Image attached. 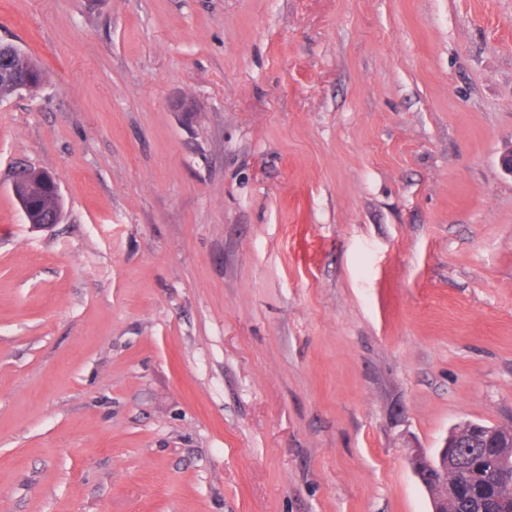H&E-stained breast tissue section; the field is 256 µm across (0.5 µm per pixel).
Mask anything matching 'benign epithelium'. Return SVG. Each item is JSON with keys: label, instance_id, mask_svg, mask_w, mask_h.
I'll return each instance as SVG.
<instances>
[{"label": "benign epithelium", "instance_id": "7a95c632", "mask_svg": "<svg viewBox=\"0 0 512 512\" xmlns=\"http://www.w3.org/2000/svg\"><path fill=\"white\" fill-rule=\"evenodd\" d=\"M29 172L26 169L19 171L12 182V192L19 202L26 219L36 227H49L57 224L61 218L58 210L40 211L34 204L35 194L39 188L32 185L28 179ZM475 434L489 442L502 444L503 436H512V421L493 425L479 426ZM460 443V434L451 433L446 436L440 450L430 455L420 448H414L408 455V463L425 488L430 503L431 512H455L448 509V497H457L460 486L454 479V467L463 463V458L448 457V449L455 448Z\"/></svg>", "mask_w": 512, "mask_h": 512}]
</instances>
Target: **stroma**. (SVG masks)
<instances>
[{"label": "stroma", "mask_w": 512, "mask_h": 512, "mask_svg": "<svg viewBox=\"0 0 512 512\" xmlns=\"http://www.w3.org/2000/svg\"><path fill=\"white\" fill-rule=\"evenodd\" d=\"M0 40L46 72L0 99V512H431L410 449L512 421V0H0ZM44 173L45 171L36 169H29V172L28 169H23L13 177L12 182L13 195L19 202L28 222L35 227H49L58 224L61 218V198L57 200L50 192L41 190L36 198L37 204L42 209L58 208L60 211H39L34 204L35 194L38 193L39 188L31 184L28 179L29 174L33 182L42 184V189H48L55 196H60V188L56 178L47 174L43 179Z\"/></svg>", "instance_id": "obj_1"}]
</instances>
